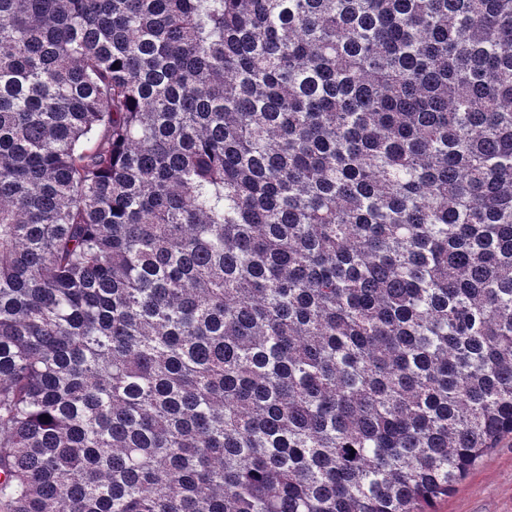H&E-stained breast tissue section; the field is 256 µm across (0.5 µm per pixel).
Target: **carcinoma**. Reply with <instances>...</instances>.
Returning <instances> with one entry per match:
<instances>
[{
  "label": "carcinoma",
  "instance_id": "1",
  "mask_svg": "<svg viewBox=\"0 0 512 512\" xmlns=\"http://www.w3.org/2000/svg\"><path fill=\"white\" fill-rule=\"evenodd\" d=\"M512 435V0H0V512H435Z\"/></svg>",
  "mask_w": 512,
  "mask_h": 512
}]
</instances>
